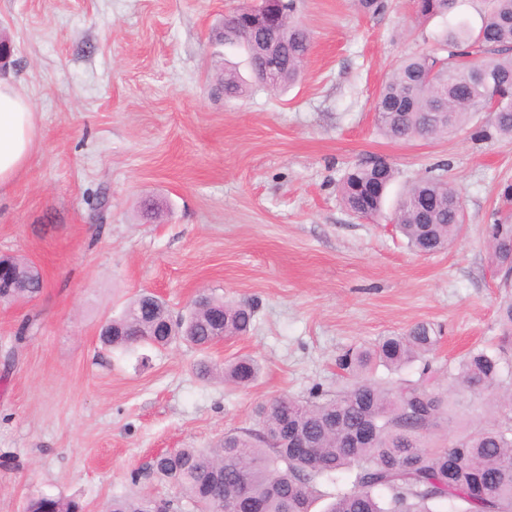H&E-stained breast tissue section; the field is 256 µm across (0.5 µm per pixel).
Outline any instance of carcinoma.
I'll list each match as a JSON object with an SVG mask.
<instances>
[{"label":"carcinoma","instance_id":"1","mask_svg":"<svg viewBox=\"0 0 512 512\" xmlns=\"http://www.w3.org/2000/svg\"><path fill=\"white\" fill-rule=\"evenodd\" d=\"M478 29L459 21L443 28L433 45L404 59L390 74L374 102L378 130L393 141L428 139L470 125L483 115L477 133L512 140V0H485ZM425 21L445 18L458 0H413ZM294 0H257L224 19V40L242 44L257 82L281 91L302 71L311 48L308 30L294 17ZM392 166L361 161L337 184L353 214L373 218L394 181ZM395 222L419 255L447 250L463 231L466 215L459 193L442 176L421 178L404 189ZM486 236L493 262L509 279L512 209L492 213ZM17 288L8 303L33 299L42 291L39 272L12 258ZM224 315V336L213 335L210 313ZM254 307L214 295L202 308L172 319L166 303L149 292L132 299L114 318L120 325L104 345L126 351L137 346L166 348L183 341L199 350L228 337L247 334ZM438 343L432 327L418 323L403 333L379 338L369 347L346 351L340 365L349 385L334 394L313 393L302 403L282 396L257 409L252 429L233 430L208 449L179 448L131 472L133 483L154 476L172 483L178 496L169 512H311L320 487L348 472V486L336 488L325 512H436L444 501L464 504L462 512H512V418L478 428L446 448L429 449L423 434L448 414V397L423 383L395 389L366 377L382 365L390 372L420 363V376L431 372L427 356ZM507 350L477 349L461 362L452 382L474 397L497 395L504 388ZM260 365L240 357L220 368L203 365L202 376L247 387ZM307 450L291 447L290 435ZM149 500L112 497L109 512H147ZM82 512L75 500L42 496L28 512Z\"/></svg>","mask_w":512,"mask_h":512}]
</instances>
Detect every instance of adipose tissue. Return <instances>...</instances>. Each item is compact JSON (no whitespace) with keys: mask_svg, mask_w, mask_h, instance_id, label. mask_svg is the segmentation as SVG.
Segmentation results:
<instances>
[{"mask_svg":"<svg viewBox=\"0 0 512 512\" xmlns=\"http://www.w3.org/2000/svg\"><path fill=\"white\" fill-rule=\"evenodd\" d=\"M37 135L30 102L0 78V187L24 168Z\"/></svg>","mask_w":512,"mask_h":512,"instance_id":"adipose-tissue-1","label":"adipose tissue"}]
</instances>
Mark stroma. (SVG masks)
I'll list each match as a JSON object with an SVG mask.
<instances>
[{
	"instance_id": "35a3bbf8",
	"label": "stroma",
	"mask_w": 512,
	"mask_h": 512,
	"mask_svg": "<svg viewBox=\"0 0 512 512\" xmlns=\"http://www.w3.org/2000/svg\"><path fill=\"white\" fill-rule=\"evenodd\" d=\"M243 0H0L6 73L40 132L0 189V252L45 281L31 303L0 305V512L46 494L105 512L113 495L170 499L130 473L176 448H209L255 425L259 404L311 399L345 383L339 357L405 331L435 328V378L502 338L497 306L512 290L492 266L485 226L512 183V141L472 129L389 140L373 101L402 59L445 22L476 26L484 0L448 19H417L411 0L379 15L354 0H297L312 47L287 91L254 82L246 49L216 35ZM236 70L241 96L224 94ZM385 157L396 171L381 215L342 204L351 163ZM453 181L465 207L448 250L415 254L393 215L424 176ZM163 206L146 218L144 199ZM173 316L206 291L255 306L248 335L201 351L105 349L99 327L137 294ZM258 360L245 388L199 376L200 363ZM424 443L443 448L495 418L487 399L450 392Z\"/></svg>"
}]
</instances>
